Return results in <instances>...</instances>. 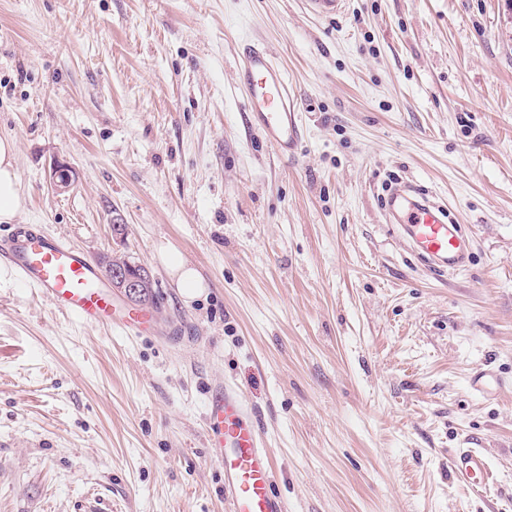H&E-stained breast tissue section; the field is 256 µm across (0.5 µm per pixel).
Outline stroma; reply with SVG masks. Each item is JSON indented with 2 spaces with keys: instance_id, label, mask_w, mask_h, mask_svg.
Returning a JSON list of instances; mask_svg holds the SVG:
<instances>
[{
  "instance_id": "stroma-1",
  "label": "stroma",
  "mask_w": 512,
  "mask_h": 512,
  "mask_svg": "<svg viewBox=\"0 0 512 512\" xmlns=\"http://www.w3.org/2000/svg\"><path fill=\"white\" fill-rule=\"evenodd\" d=\"M261 40L302 140L251 130ZM0 137L27 206L91 265L143 264L159 331L0 286V512H228L213 391L260 418L289 512H512V0H0ZM73 176L51 189L54 162ZM409 180L472 238L427 266L385 218ZM125 225L118 236L113 225ZM175 248L208 289L184 302ZM485 449L480 491L449 468ZM506 383L507 381L488 370H476L469 379L470 388L483 397L499 392Z\"/></svg>"
}]
</instances>
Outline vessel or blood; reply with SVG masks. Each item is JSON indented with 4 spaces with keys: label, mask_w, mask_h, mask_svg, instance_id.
Instances as JSON below:
<instances>
[{
    "label": "vessel or blood",
    "mask_w": 512,
    "mask_h": 512,
    "mask_svg": "<svg viewBox=\"0 0 512 512\" xmlns=\"http://www.w3.org/2000/svg\"><path fill=\"white\" fill-rule=\"evenodd\" d=\"M236 70L246 92L251 126L280 157L293 155L301 139L295 93L274 52L248 46L238 55ZM385 208L388 223L396 225L431 268H467L472 258L469 239L416 184L395 186ZM2 270L20 287L34 289L57 311L82 324L108 330L119 326L138 335L155 330L149 313L123 310L102 271L67 240L47 234L43 227L17 224L0 235ZM503 385V379L488 370L475 371L469 379L470 388L484 397L499 392ZM252 415L229 385L216 390L207 405V430L224 469L228 512H287L284 499L274 489L271 458L258 439ZM449 464L456 481L474 489L491 477L486 456L478 448L457 449Z\"/></svg>",
    "instance_id": "1"
}]
</instances>
